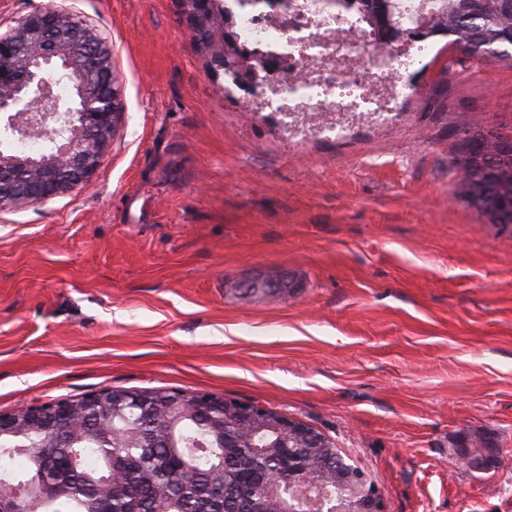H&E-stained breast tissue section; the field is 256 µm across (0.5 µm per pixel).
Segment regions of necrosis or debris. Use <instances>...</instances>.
Here are the masks:
<instances>
[{"label":"necrosis or debris","mask_w":512,"mask_h":512,"mask_svg":"<svg viewBox=\"0 0 512 512\" xmlns=\"http://www.w3.org/2000/svg\"><path fill=\"white\" fill-rule=\"evenodd\" d=\"M287 9L261 0H226L234 36L253 51L260 82L240 91L235 121L259 122L285 152L317 142L343 143L409 120L418 96L411 66L425 55V39L396 51L372 45L358 0H287Z\"/></svg>","instance_id":"1"}]
</instances>
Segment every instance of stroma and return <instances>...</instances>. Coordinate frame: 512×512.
<instances>
[{"mask_svg":"<svg viewBox=\"0 0 512 512\" xmlns=\"http://www.w3.org/2000/svg\"><path fill=\"white\" fill-rule=\"evenodd\" d=\"M50 4L125 111L89 186L0 210V411L216 393L327 435L386 512H512V235L452 165L459 115L512 135V62L431 38L410 123L287 155L232 122L178 0H0V35ZM475 438L496 463L456 466Z\"/></svg>","mask_w":512,"mask_h":512,"instance_id":"obj_1","label":"stroma"}]
</instances>
